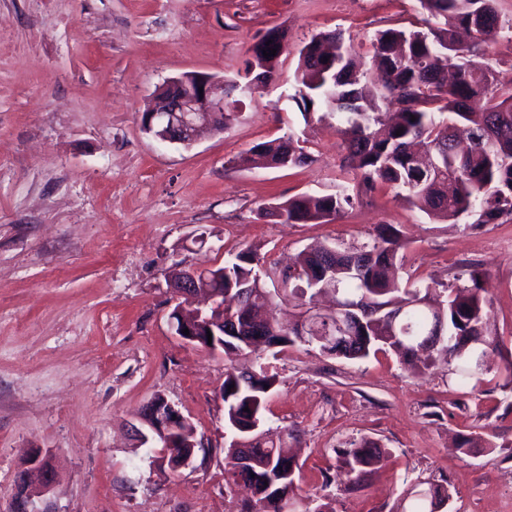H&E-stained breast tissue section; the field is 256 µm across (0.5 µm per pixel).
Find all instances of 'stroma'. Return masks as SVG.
I'll return each mask as SVG.
<instances>
[{
  "instance_id": "1",
  "label": "stroma",
  "mask_w": 512,
  "mask_h": 512,
  "mask_svg": "<svg viewBox=\"0 0 512 512\" xmlns=\"http://www.w3.org/2000/svg\"><path fill=\"white\" fill-rule=\"evenodd\" d=\"M427 17L419 0H0V512H11L32 451L58 470L43 512H238L246 493L225 487L219 390L242 359L174 335L169 277L245 248L282 268L308 245L363 242L380 224L407 238L412 279L486 274L499 341L487 383L465 393L447 367L413 373L393 354L263 347L256 358L276 377L266 427L293 430L301 495L330 496L336 512H401L419 480L447 489L441 512H502L512 492V223H440L386 187L323 224L259 216L351 180L335 120L305 124L292 100L299 47L339 30L366 59L378 31ZM274 27L288 32L280 78L241 98L224 132L184 148L143 130L157 86L189 72L238 78ZM292 131L311 163L238 165ZM156 396L206 449L190 467L172 471L158 445L130 432ZM466 437L475 445L464 453ZM361 438L387 461L354 488L324 489L336 449Z\"/></svg>"
}]
</instances>
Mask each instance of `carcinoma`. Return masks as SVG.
Returning a JSON list of instances; mask_svg holds the SVG:
<instances>
[{
	"label": "carcinoma",
	"instance_id": "1",
	"mask_svg": "<svg viewBox=\"0 0 512 512\" xmlns=\"http://www.w3.org/2000/svg\"><path fill=\"white\" fill-rule=\"evenodd\" d=\"M437 20L425 30L385 29L373 40L368 67L345 46L343 33H321L336 41V62L316 55V38L299 52L294 79L295 102L305 124L336 119L343 162L353 172L355 193L299 195L259 209L279 224H318L344 213L354 199L388 186L429 218L449 224L467 220L464 228L512 223V87L499 86L489 64L472 59V51L456 39L464 29L489 40L502 28L497 0H419ZM395 102L399 119L386 124L376 101ZM325 107L319 112L317 108ZM401 135H396V132ZM311 155L294 133L257 144L237 163L247 168L303 165ZM409 242L393 224H380L372 237L358 245L322 243L302 250L294 266L277 273L260 266L256 255L243 249L209 271L224 272V291L218 302L224 316L259 321L268 345L286 349L304 344L298 327L284 326L275 316L278 303L292 299L310 304L321 291L309 272L336 269V311L310 326V336L354 337L348 346L315 347L328 357L364 360L392 352L413 372L444 361L461 391L483 386V357L496 340L485 331L487 288L475 272L470 284L436 280L415 285L397 276L401 251ZM278 279L279 288H266ZM275 376L255 363L224 374L220 391L225 427L231 435L225 453L226 487L245 483L251 498L240 512H282L281 502H298L300 466L288 455L283 438L263 439V404ZM248 442L255 463L239 477L232 440ZM334 473L325 474L324 487L339 491L359 484L385 459L381 446L368 439L336 451ZM448 493H415L403 512H435Z\"/></svg>",
	"mask_w": 512,
	"mask_h": 512
}]
</instances>
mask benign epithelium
I'll return each instance as SVG.
<instances>
[{
	"mask_svg": "<svg viewBox=\"0 0 512 512\" xmlns=\"http://www.w3.org/2000/svg\"><path fill=\"white\" fill-rule=\"evenodd\" d=\"M226 81L205 73L190 72L173 77L153 92L141 115L144 131L162 144L191 147L204 129L223 132L224 96ZM200 268L185 267L169 281L171 292L189 303L201 295L214 300L211 288H202L197 282ZM170 324L175 334L187 345L200 346L210 351L224 349V333L233 336L250 332L247 325L224 326V305L217 303L198 309L191 315L183 314L178 306ZM189 334H184V330ZM212 338H207V334ZM190 421L165 398L148 401L137 415L132 426L135 436L143 443L154 440L163 448L172 447L175 435L184 432ZM56 482V473L48 457L40 452L32 453L27 463L15 476L16 497L12 512H42L37 501L48 493Z\"/></svg>",
	"mask_w": 512,
	"mask_h": 512,
	"instance_id": "7a95c632",
	"label": "benign epithelium"
}]
</instances>
